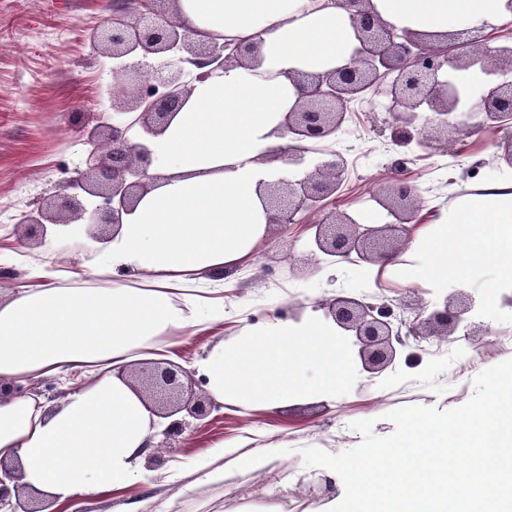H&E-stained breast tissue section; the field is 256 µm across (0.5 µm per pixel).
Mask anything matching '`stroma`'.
<instances>
[{"label":"stroma","instance_id":"35a3bbf8","mask_svg":"<svg viewBox=\"0 0 512 512\" xmlns=\"http://www.w3.org/2000/svg\"><path fill=\"white\" fill-rule=\"evenodd\" d=\"M111 16L112 0H0V267L14 272L13 278L0 280L2 295L34 285L36 273L46 268L58 272L59 286H72L73 271L87 261L81 250L71 247L55 253L18 245V221L56 182L81 167L87 147L75 132L77 114L92 117L110 109L106 91L113 61L93 48L88 30ZM349 110L336 138L337 149L348 159V172L335 208L354 217L372 212L391 223L375 201L390 178L391 118L377 98L353 99ZM502 135L499 129H478L444 153L412 146V171L424 198L426 223H437L448 208L489 182L512 179V166L495 146ZM309 236L303 228L283 235L268 227L255 255L224 282L219 335L179 333L167 349L168 360L190 369L217 340L231 342L244 325L275 318L288 306L296 317L319 319L320 300L336 293L371 302L405 295V284L391 277L370 281L372 267L364 262L332 266L324 260L315 274L295 275ZM482 319L490 328L488 335L459 331L452 342L428 349L410 341L377 374L364 371L355 349H348L349 368L332 404L302 400L246 408L223 403L209 423H197L182 447L169 450L165 466L150 481L75 503L70 512H124L129 500L150 498L179 512H278L281 499L290 512H326L328 499L312 492L314 470L305 466L302 449L338 455L362 441L354 422L372 421L374 434L387 437L396 429L388 414L397 408L442 411L469 401L479 373L512 359V297H504ZM219 443L225 456L215 453ZM254 452L270 456L265 470L250 472L233 465V456ZM203 455L213 467L223 468V482H198L196 461Z\"/></svg>","mask_w":512,"mask_h":512}]
</instances>
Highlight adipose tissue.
<instances>
[{
    "label": "adipose tissue",
    "instance_id": "obj_1",
    "mask_svg": "<svg viewBox=\"0 0 512 512\" xmlns=\"http://www.w3.org/2000/svg\"><path fill=\"white\" fill-rule=\"evenodd\" d=\"M383 19L425 32L477 28L505 15L503 0H373ZM200 42L261 37L255 70L230 67L191 80L189 95L151 143L153 186L102 247L113 281L57 287L55 272L0 302V380L26 394L0 399V460L21 466L25 494L60 512L145 482L140 463L159 430L120 369L153 358L168 338L224 321L200 272L221 279L262 243L268 214L260 183L288 174L279 133L297 98L289 71L344 64L356 40L328 0H179ZM418 265L385 271L413 285L478 290L486 307L512 295V181H497L441 223L420 229ZM219 401L274 405L335 398L346 352L331 321L271 319L244 327L193 365ZM78 375L53 404L30 393L39 379Z\"/></svg>",
    "mask_w": 512,
    "mask_h": 512
}]
</instances>
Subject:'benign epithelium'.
Listing matches in <instances>:
<instances>
[{
  "mask_svg": "<svg viewBox=\"0 0 512 512\" xmlns=\"http://www.w3.org/2000/svg\"><path fill=\"white\" fill-rule=\"evenodd\" d=\"M176 3L115 0L112 18L91 28L90 41L102 53L114 60L136 57L138 61L113 68L114 84L122 87L123 94L107 92L112 121L92 127L78 123L89 146L86 170L59 183L45 202L22 215L20 225L26 229L22 245L37 236L45 242L48 224H86L96 229L92 233L95 239H108L109 230L118 229L122 215L132 211L150 189L153 152L148 138L159 135L184 104L190 75L187 66L200 69L198 79L230 66L257 67L261 41L233 45L197 42ZM336 6L349 15L364 65L357 68L350 60L324 72L287 74L299 87V94L282 123L292 141L282 158L292 169L307 167L308 146L336 138L347 120L349 101L366 91L386 97L391 139L402 150L389 162L391 177L381 189L380 202L399 219L401 235H387L391 224L373 227L359 224L345 213L326 211L328 199L344 184L348 161L339 151H323L304 177H281L260 186L269 224L286 230L300 223L302 215L314 218L316 249L309 251L304 261L309 268L318 264L319 253L337 261L357 258L376 265L397 256L410 237L408 225L420 223L418 215L423 209L418 188L411 181L414 158L404 147L424 131L421 144L446 151L455 135L483 127L480 122H470L475 116L472 108H462L460 99L450 98V72L477 65L497 73L512 71V47H500L493 55L483 56L486 38L477 29L426 34L385 21L372 0H336ZM475 97L483 107L485 121L512 122V82L488 91H470V98ZM400 305L416 312L413 323L393 322V311L386 302L331 296L321 308L338 328L354 333L362 367L371 373L392 364L397 347L406 346L411 337L447 341L461 327L469 336L489 332L483 323H466L474 300L461 290L430 306L410 288ZM183 374L181 366L166 362L143 366L135 375L151 400L150 409L158 417L170 419L159 432V441L151 445L148 459L152 471L165 464L162 453L176 447L189 427V422L174 415L184 410L192 419L202 421L217 408L210 397L181 402Z\"/></svg>",
  "mask_w": 512,
  "mask_h": 512,
  "instance_id": "7a95c632",
  "label": "benign epithelium"
}]
</instances>
